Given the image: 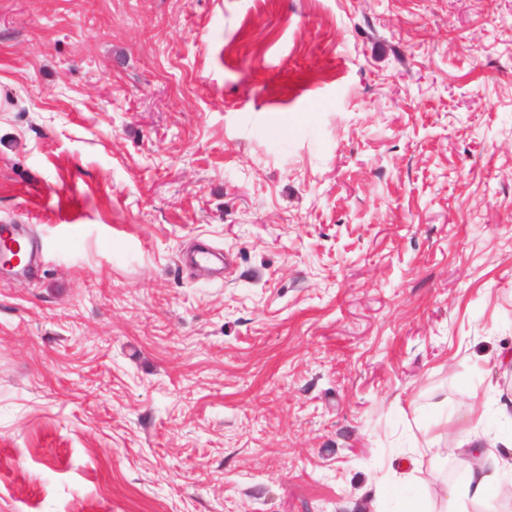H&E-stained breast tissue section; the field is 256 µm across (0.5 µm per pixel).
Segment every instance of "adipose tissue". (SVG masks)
<instances>
[{
  "label": "adipose tissue",
  "instance_id": "adipose-tissue-1",
  "mask_svg": "<svg viewBox=\"0 0 512 512\" xmlns=\"http://www.w3.org/2000/svg\"><path fill=\"white\" fill-rule=\"evenodd\" d=\"M458 446L464 455L468 479L464 487L448 491L456 504L455 512H470L474 505L481 506L482 512H499L492 490L502 478L512 476V454L481 447L478 434L470 431L461 434Z\"/></svg>",
  "mask_w": 512,
  "mask_h": 512
}]
</instances>
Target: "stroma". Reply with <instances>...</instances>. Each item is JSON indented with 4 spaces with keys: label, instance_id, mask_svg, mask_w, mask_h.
I'll list each match as a JSON object with an SVG mask.
<instances>
[{
    "label": "stroma",
    "instance_id": "obj_1",
    "mask_svg": "<svg viewBox=\"0 0 512 512\" xmlns=\"http://www.w3.org/2000/svg\"><path fill=\"white\" fill-rule=\"evenodd\" d=\"M1 220L0 512H399L512 396V0H0ZM23 226L24 224H17L16 222L1 224L0 243H2L7 237L20 239L25 242L27 258L18 268L22 272H27L38 254L39 246L35 241L23 235Z\"/></svg>",
    "mask_w": 512,
    "mask_h": 512
}]
</instances>
